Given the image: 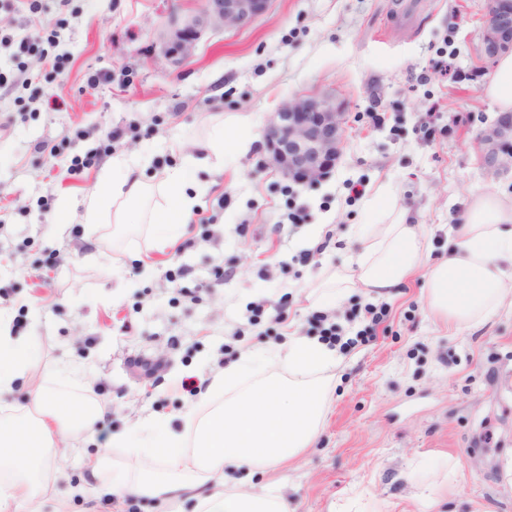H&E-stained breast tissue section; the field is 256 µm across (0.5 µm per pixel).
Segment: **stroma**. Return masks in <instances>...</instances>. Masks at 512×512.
I'll use <instances>...</instances> for the list:
<instances>
[{
    "instance_id": "obj_1",
    "label": "stroma",
    "mask_w": 512,
    "mask_h": 512,
    "mask_svg": "<svg viewBox=\"0 0 512 512\" xmlns=\"http://www.w3.org/2000/svg\"><path fill=\"white\" fill-rule=\"evenodd\" d=\"M200 0H0V33L57 34L68 53L64 74L36 53L13 57L0 47V311L16 336L32 338L37 375L81 366L68 396L104 411L101 437L135 421L176 423L189 399L182 379H206L225 344H278L313 336L309 283L323 267L351 272V225L380 221L372 201L384 194L447 237L472 189L512 195V173L487 168L479 136L500 114L484 96L481 29L487 0H272L241 29H207L180 63L160 51L168 20L196 14ZM329 93L346 108L344 149L329 178L298 186L268 167L263 145L228 156L217 170L190 175L204 193L183 236L152 249L146 226L113 237L112 222L56 223L44 199L80 208L113 156L147 158L144 180L158 181L207 137L216 115L252 113L262 135L271 113L297 95ZM53 97L59 109H48ZM379 113L381 122L370 119ZM436 128L424 139L426 122ZM126 134L104 153L106 134ZM56 146L55 154L38 144ZM91 159L81 175L67 172ZM361 183L363 196L349 186ZM306 212L284 225L290 208ZM332 242L298 276L280 261L306 248L315 225ZM60 266L41 269L44 252ZM109 258L103 269L94 252ZM234 279L182 296L164 273L207 279L210 267ZM288 320L274 325L280 297ZM373 300L355 290L331 311L354 341L341 351L325 426L314 448L289 465L284 492L292 512H420L435 493L438 512H512V310L502 309L463 333L437 323L415 275L387 298L374 340L355 334ZM261 306L259 325L248 323ZM160 360L155 383L137 377L132 359ZM93 445L59 443L61 497L88 479L82 465Z\"/></svg>"
}]
</instances>
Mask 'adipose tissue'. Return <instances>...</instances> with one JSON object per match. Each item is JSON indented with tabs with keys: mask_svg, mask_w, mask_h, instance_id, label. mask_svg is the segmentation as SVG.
I'll return each instance as SVG.
<instances>
[{
	"mask_svg": "<svg viewBox=\"0 0 512 512\" xmlns=\"http://www.w3.org/2000/svg\"><path fill=\"white\" fill-rule=\"evenodd\" d=\"M229 134L216 123L206 142L183 164L167 171L158 188L136 178L139 163L114 157L82 213L68 200L57 208V222L116 226L146 224L155 249L173 245L190 221L198 192L185 173L215 168L227 154L243 155L253 138V115L237 113ZM162 204L151 205L153 194ZM387 224L351 225L347 248L355 274L324 272L317 284L320 305H336L347 289L376 298L390 295L416 272L424 274L429 313L456 330L479 327L512 298V197L473 190L464 219L439 257H431L425 225L408 221L407 209L381 198ZM340 360L334 349L315 340L289 336L276 347H245L236 362L215 371L204 393L188 405L178 429H160L143 419L112 433L98 446L102 411L87 398H60L72 369L55 378L31 380L36 355L30 341L11 336L0 316V395L16 382L26 384L22 401L0 407V512H41L45 494L60 473L54 465L66 437L95 445L84 465L95 491L111 496L114 512L127 499L156 502L168 512H289L281 486L243 489L242 476L265 474L286 465L315 444L326 421L331 382Z\"/></svg>",
	"mask_w": 512,
	"mask_h": 512,
	"instance_id": "adipose-tissue-1",
	"label": "adipose tissue"
}]
</instances>
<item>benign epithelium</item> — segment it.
<instances>
[{"instance_id": "benign-epithelium-1", "label": "benign epithelium", "mask_w": 512, "mask_h": 512, "mask_svg": "<svg viewBox=\"0 0 512 512\" xmlns=\"http://www.w3.org/2000/svg\"><path fill=\"white\" fill-rule=\"evenodd\" d=\"M271 0H201L197 14L171 22L164 52L174 60L187 55L210 25L243 28L270 8ZM512 52V0H488L481 31V56L489 69ZM346 112L328 95L296 96L280 106L264 132L268 165L296 184L315 185L329 177L342 157ZM483 162L512 168V120H500L481 134Z\"/></svg>"}]
</instances>
